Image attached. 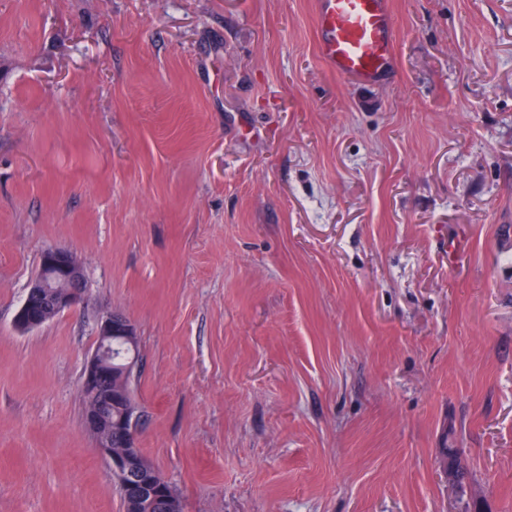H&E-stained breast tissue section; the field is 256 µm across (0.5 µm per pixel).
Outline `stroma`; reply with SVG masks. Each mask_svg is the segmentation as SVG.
<instances>
[{
	"mask_svg": "<svg viewBox=\"0 0 512 512\" xmlns=\"http://www.w3.org/2000/svg\"><path fill=\"white\" fill-rule=\"evenodd\" d=\"M393 3L355 84L314 0H0V512H123L114 311L183 512H512V0ZM48 248L86 298L23 332ZM136 336L132 324L121 314L111 313L100 323L97 346L88 361L82 390L91 397L92 402L85 413L87 428L97 435V447L105 457L113 475L124 490L135 494L136 503L141 502L149 492V500H153L150 487L163 495L166 503L165 512H182L179 506V498L171 485L161 478L156 470L149 466L140 456L137 446V429L141 415L133 405V397L130 389H123L112 385V375L124 380L133 375L138 365V357L134 345ZM112 341H120L130 346L131 350L123 364H117L125 356L126 346L114 343L112 358L109 350ZM117 378V379H118ZM112 407H114V419L112 420ZM102 432L105 435H101ZM113 434L116 436L119 447H112ZM119 487L123 509L136 512H162L163 509L139 508L128 509L126 492Z\"/></svg>",
	"mask_w": 512,
	"mask_h": 512,
	"instance_id": "obj_1",
	"label": "stroma"
}]
</instances>
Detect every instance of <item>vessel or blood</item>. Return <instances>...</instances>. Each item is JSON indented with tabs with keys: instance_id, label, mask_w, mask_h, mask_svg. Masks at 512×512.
<instances>
[{
	"instance_id": "b4317fda",
	"label": "vessel or blood",
	"mask_w": 512,
	"mask_h": 512,
	"mask_svg": "<svg viewBox=\"0 0 512 512\" xmlns=\"http://www.w3.org/2000/svg\"><path fill=\"white\" fill-rule=\"evenodd\" d=\"M319 59L336 75L372 84L393 65L392 0H315Z\"/></svg>"
}]
</instances>
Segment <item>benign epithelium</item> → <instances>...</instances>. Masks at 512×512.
Returning <instances> with one entry per match:
<instances>
[{"mask_svg": "<svg viewBox=\"0 0 512 512\" xmlns=\"http://www.w3.org/2000/svg\"><path fill=\"white\" fill-rule=\"evenodd\" d=\"M85 294L81 263L66 250L46 249L41 253L39 270L15 316L16 326L21 330L39 327L45 323L42 312L57 315L79 304ZM134 336L132 324L119 313H112L101 321L97 346L82 382V389L92 397L85 423L97 435V447L120 485L135 494V502H141L146 491L153 488L162 495L165 512H181L174 489L139 454L136 433L141 415L133 405L131 390L112 385V375L123 380L133 374L138 365ZM114 341L130 346L127 358L119 366L112 365L109 353Z\"/></svg>", "mask_w": 512, "mask_h": 512, "instance_id": "7a95c632", "label": "benign epithelium"}]
</instances>
